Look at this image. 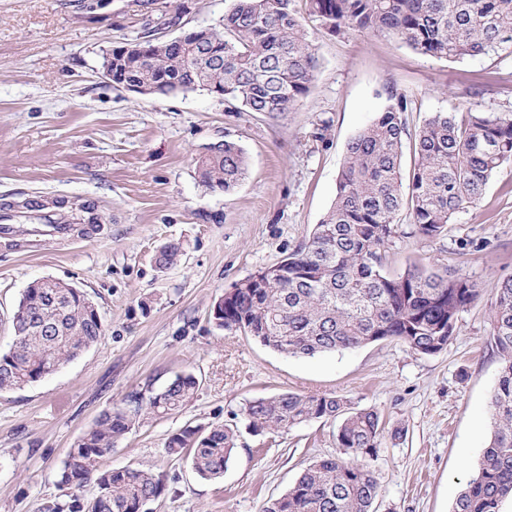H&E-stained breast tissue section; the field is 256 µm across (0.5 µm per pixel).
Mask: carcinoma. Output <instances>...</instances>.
<instances>
[{"instance_id": "obj_1", "label": "carcinoma", "mask_w": 512, "mask_h": 512, "mask_svg": "<svg viewBox=\"0 0 512 512\" xmlns=\"http://www.w3.org/2000/svg\"><path fill=\"white\" fill-rule=\"evenodd\" d=\"M310 15L332 33L345 28L391 35L418 54L460 61L512 50V0H307ZM148 15L134 45L112 48V84L138 83L152 95L205 89L248 112H286L309 91L318 68L315 48L293 0H232L221 24L190 30L177 41ZM405 97L389 104L347 143L335 200L309 237L277 264L288 278L259 287L247 280L233 298L211 310L216 328L243 333L291 357H314L397 339L418 354L440 352L453 338L461 310L481 292L467 278L384 271L397 214L406 209L425 238L439 235L453 216L480 202L491 177L512 161V113L469 111L459 122L434 112L414 137L416 163L401 166L406 135ZM243 148L224 140L198 161L199 182L229 192L247 172ZM181 249L169 244L155 262L176 264ZM492 340L500 361L490 405L487 446L459 492L452 512H501L512 498V277L496 283ZM14 340L0 354V392L51 375L95 345L104 324L86 293L42 278L24 290L13 314ZM199 379L179 374L162 389L133 391L104 409L80 435L58 474L64 494L36 512H135L157 500L164 475L144 467L101 471L99 460L149 415L190 405ZM244 414L254 431L275 433L311 419L341 418L336 440L348 457L310 463L262 512H371L381 486L366 459L377 456L384 426L374 409L346 411L339 395L284 392L249 402ZM225 425L187 426L166 441L171 454L188 451L203 479H216L235 448ZM96 484L94 497L84 486Z\"/></svg>"}]
</instances>
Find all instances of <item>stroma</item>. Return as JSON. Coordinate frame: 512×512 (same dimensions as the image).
<instances>
[{"label":"stroma","instance_id":"obj_1","mask_svg":"<svg viewBox=\"0 0 512 512\" xmlns=\"http://www.w3.org/2000/svg\"><path fill=\"white\" fill-rule=\"evenodd\" d=\"M319 67L308 93L274 115L234 108L201 91L143 96L110 85L103 60L144 30L134 0H0V207L27 200L63 213L93 207L100 222L67 241L18 224L0 233V353L30 282L60 280L96 304L104 335L55 374L0 392V512H36L59 495L58 473L105 408L181 373L200 387L182 411L152 415L117 442L102 468L144 466L166 477L154 512H261L313 460L341 457L337 423L313 419L270 435L248 428L250 401L283 392L335 394L378 411L384 438L370 465L381 491L372 512H451L490 430L499 358L493 287L512 276V163L477 206L434 238L400 212L384 268L416 266L480 284L439 353L388 339L313 358L288 357L214 327V299L285 259L328 211L347 142L405 95L403 168L434 112H512V54L461 62L423 56L388 35L333 34L295 0ZM241 145L245 180L210 191L197 158L219 141ZM179 244L167 269L157 252ZM238 434L224 475L200 478L169 454L187 425Z\"/></svg>","mask_w":512,"mask_h":512}]
</instances>
